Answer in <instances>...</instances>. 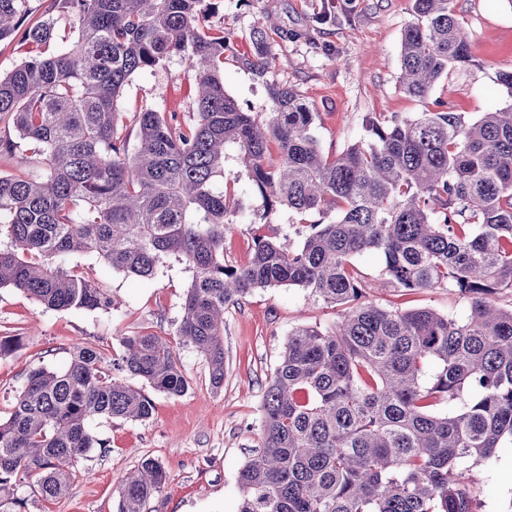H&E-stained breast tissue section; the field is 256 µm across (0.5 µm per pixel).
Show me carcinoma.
<instances>
[{
    "mask_svg": "<svg viewBox=\"0 0 512 512\" xmlns=\"http://www.w3.org/2000/svg\"><path fill=\"white\" fill-rule=\"evenodd\" d=\"M29 2L0 0V41L20 34L38 49L0 75V120L16 134L0 148L29 146L44 172L0 175V288L45 309L108 312L112 295L71 257L152 278L176 255L193 271L177 335L205 357L216 389L224 307L257 288H303L342 314L333 330L289 333L264 392L258 449L239 472L238 512H476L473 468L512 445V303L495 298L512 294V102L474 121L453 111L374 119L366 139L329 156L295 88L267 85L265 117L226 92L224 28L206 24L221 0H48L23 29ZM450 2L411 0L399 75L410 97L470 65ZM62 21L71 41L44 54ZM251 40L241 63L263 78L264 31ZM175 55L196 68L195 107L146 109L124 124L125 85ZM228 144L271 205L320 216L300 244L256 224L250 262L224 264L228 215L242 209L224 189ZM366 250L382 254L393 288H449L468 314L377 304L354 264ZM121 345L116 376L88 344L60 370L28 372L0 418V512H21L20 473L45 500L67 494L97 443L92 418L152 416V398L126 377L170 396L188 390L167 337ZM166 479L158 461L142 460L120 480L118 512H144Z\"/></svg>",
    "mask_w": 512,
    "mask_h": 512,
    "instance_id": "obj_1",
    "label": "carcinoma"
}]
</instances>
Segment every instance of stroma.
<instances>
[{
	"instance_id": "35a3bbf8",
	"label": "stroma",
	"mask_w": 512,
	"mask_h": 512,
	"mask_svg": "<svg viewBox=\"0 0 512 512\" xmlns=\"http://www.w3.org/2000/svg\"><path fill=\"white\" fill-rule=\"evenodd\" d=\"M450 7L467 38L471 63L449 72L427 98L418 99L404 94L398 81L401 33L413 20L410 0H222L212 22L230 39L224 88L245 111L265 114L272 110L266 81L293 86L316 112L313 133L329 155L363 138L369 117L389 121L442 104L476 119L512 101L496 81L498 71L512 69V0H452ZM257 26L267 36L271 57L263 79L236 61L248 51ZM197 95L195 69L177 55L131 78L123 110L129 117L149 107L186 112ZM224 170L234 177L233 190L252 218L225 236L226 264L247 263L257 223L278 240L302 242V216L267 205L245 177L235 146L225 149ZM354 262L370 298L382 305L426 307L457 317L467 313L466 301L445 288L408 293L385 286L379 252H363ZM71 263L109 289L114 307L47 310L20 291L0 288V336L21 339L17 351L0 358L1 415L10 410L30 369L64 367L76 345L95 344L108 370L123 351L121 337L176 335L192 279L184 261L165 256L151 279L112 270L92 255L73 256ZM339 317L338 308L302 288L255 289L224 313L222 388L212 386L199 352L179 346L188 390L180 396L152 392L155 410L142 422L93 418L89 430L99 444L80 458L68 494L48 502L21 487L22 512H117L121 478L147 458L163 465L167 481L145 512H238V473L258 444L263 393L289 332L300 324L329 329ZM475 473L483 487L481 512H512V446L499 449Z\"/></svg>"
}]
</instances>
